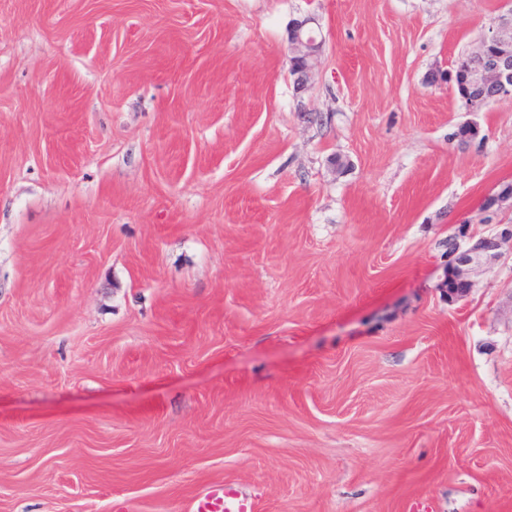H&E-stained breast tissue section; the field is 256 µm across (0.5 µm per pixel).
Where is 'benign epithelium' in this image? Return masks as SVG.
Listing matches in <instances>:
<instances>
[{
	"instance_id": "7a95c632",
	"label": "benign epithelium",
	"mask_w": 512,
	"mask_h": 512,
	"mask_svg": "<svg viewBox=\"0 0 512 512\" xmlns=\"http://www.w3.org/2000/svg\"><path fill=\"white\" fill-rule=\"evenodd\" d=\"M309 19L294 22L290 33L293 76L298 88H303L309 73L317 66L322 54L323 42L309 35ZM435 82L446 83L450 88H460L466 107L472 111L490 102L512 97V20L490 28L478 46L466 53V63L436 75ZM480 129L474 123L457 126L451 139L461 145H471L479 136ZM512 199L504 194L492 200L485 212L493 231L478 238L470 233V225L460 223L449 240L448 264L451 277L466 285L470 284L469 272L483 266H491L505 258L503 244L512 242V224L496 222L502 204Z\"/></svg>"
}]
</instances>
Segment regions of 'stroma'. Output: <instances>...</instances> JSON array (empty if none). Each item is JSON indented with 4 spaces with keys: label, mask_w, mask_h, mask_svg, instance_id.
Masks as SVG:
<instances>
[{
    "label": "stroma",
    "mask_w": 512,
    "mask_h": 512,
    "mask_svg": "<svg viewBox=\"0 0 512 512\" xmlns=\"http://www.w3.org/2000/svg\"><path fill=\"white\" fill-rule=\"evenodd\" d=\"M511 9L0 0V512H512V98L431 79ZM311 19L296 20L290 33L292 59L295 67L293 76L299 89L304 88L309 73L317 66L322 54L323 42L309 35L307 25ZM512 195L504 194L496 196L492 204L484 213L488 217V222L493 226L494 231L487 235H482L474 240L475 236L470 233V225L461 222L456 231L448 239L451 277L457 282L470 285L467 275L469 272L479 267L491 266L505 258L503 244L506 241L512 243V224H500L494 221L502 204L511 200ZM465 244V245H464ZM464 245V246H463ZM186 512H258L257 494L249 492L238 482L220 480L209 482L188 499Z\"/></svg>",
    "instance_id": "obj_1"
}]
</instances>
